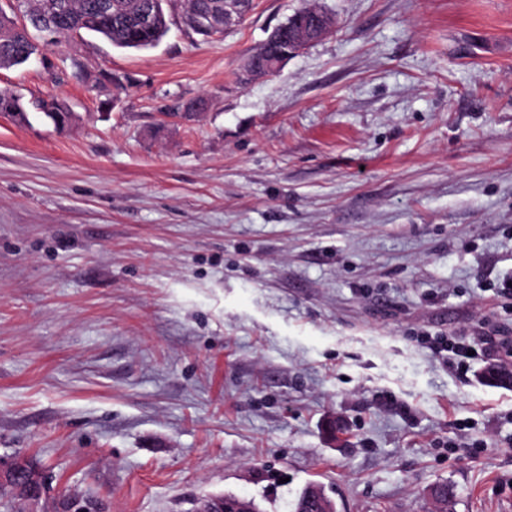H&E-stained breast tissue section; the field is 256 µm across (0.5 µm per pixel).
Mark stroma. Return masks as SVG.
Segmentation results:
<instances>
[{"instance_id":"1","label":"stroma","mask_w":512,"mask_h":512,"mask_svg":"<svg viewBox=\"0 0 512 512\" xmlns=\"http://www.w3.org/2000/svg\"><path fill=\"white\" fill-rule=\"evenodd\" d=\"M310 6L329 31L239 84ZM183 9L0 69L74 114L0 117V457L110 512H512V389L421 341L512 331V0ZM186 8L185 14H192L195 16L206 15L220 7L223 11L215 14L206 15L201 19L196 20V25L201 29L211 28L212 26L224 28L223 29H210L207 31H198L191 27L198 34L210 37L217 33L231 29L237 25L240 20L241 8L240 5L245 3L244 0H185ZM246 15H244L239 24H241ZM238 24V25H239Z\"/></svg>"}]
</instances>
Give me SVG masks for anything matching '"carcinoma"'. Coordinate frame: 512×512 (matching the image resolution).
Returning a JSON list of instances; mask_svg holds the SVG:
<instances>
[{"mask_svg":"<svg viewBox=\"0 0 512 512\" xmlns=\"http://www.w3.org/2000/svg\"><path fill=\"white\" fill-rule=\"evenodd\" d=\"M27 10L24 25L0 11V69L29 62L39 55L40 47L33 40L30 30L53 35L82 36L92 33L120 49L142 50L157 45L169 31L168 7L171 0H25ZM185 13L206 15L224 7V0H185ZM153 11L157 21L149 26L140 23L143 12ZM294 37V32L278 28L262 44L255 56L263 58L281 44ZM58 112L44 116L58 129L70 125L72 112L57 103ZM322 495L330 509L332 500L322 488L310 485L297 497L292 512H312L318 507L315 500L307 499L313 493Z\"/></svg>","mask_w":512,"mask_h":512,"instance_id":"carcinoma-1","label":"carcinoma"}]
</instances>
